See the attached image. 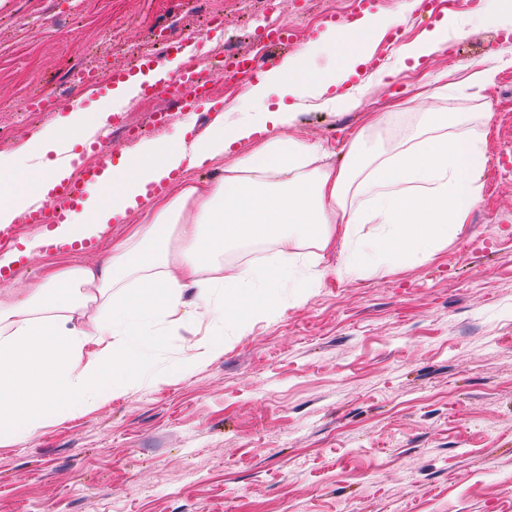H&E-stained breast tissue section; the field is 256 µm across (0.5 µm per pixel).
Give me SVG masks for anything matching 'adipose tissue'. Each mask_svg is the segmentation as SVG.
Here are the masks:
<instances>
[{
    "label": "adipose tissue",
    "instance_id": "1",
    "mask_svg": "<svg viewBox=\"0 0 512 512\" xmlns=\"http://www.w3.org/2000/svg\"><path fill=\"white\" fill-rule=\"evenodd\" d=\"M397 22L367 15L328 29L322 45L284 59L247 89L255 111L229 122L215 116L208 134L190 143L177 129L104 170L59 235L100 237L133 211L141 212L140 223L103 265L60 268L21 297L0 290V445L28 439L56 418L64 400L77 399L88 411L132 388L185 377L218 356L214 342L170 365L156 360L158 325L184 319L186 291H194L215 325L243 331L279 307L282 285L292 287L297 302L321 287V253L333 240L341 242L339 273L362 278L394 261L429 260L449 230L464 224L486 164L468 112L418 113L409 138L365 156L351 150L340 167L323 163L317 144L269 138L206 186L147 194L174 170L190 171L223 158L234 143L292 124L297 101L344 80ZM323 49L329 63L321 67L314 58ZM273 96L294 103L274 110ZM106 119L74 111L63 128L35 132L21 152L0 153V226L14 223L35 200H48L69 177V170L45 164L47 154ZM363 224L372 225L371 234L360 233ZM256 241L277 245L274 264L221 263L225 250ZM299 244L313 246L314 254L296 252ZM78 312L84 319L76 326Z\"/></svg>",
    "mask_w": 512,
    "mask_h": 512
}]
</instances>
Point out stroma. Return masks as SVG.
Listing matches in <instances>:
<instances>
[{
  "mask_svg": "<svg viewBox=\"0 0 512 512\" xmlns=\"http://www.w3.org/2000/svg\"><path fill=\"white\" fill-rule=\"evenodd\" d=\"M402 4L377 7L402 18L399 41L383 38L374 50L384 66L359 65L333 87L337 105L305 100L279 135L320 145L339 166L356 136L378 145L368 118L393 114L398 138L409 113H474L487 162L466 224L432 260L369 278L337 276L330 250L323 284L306 303L282 288L278 311L241 335L218 338L197 314L169 325L162 363L216 339L222 353L183 379L132 389L81 415L62 411L27 441L0 446V512H512V68L460 99L419 95L427 78L512 55V21L475 24L486 0ZM332 14L359 18L354 0H254L246 14L225 10L224 0H0V149H20L79 109L141 127L133 141L108 125L68 143L89 159L110 147L120 161L194 113L146 131L151 113L169 107L172 83L124 104L109 79L67 90L72 66L121 59L166 31L198 59L227 45L259 55L261 34L281 22L298 32L288 57L321 41ZM447 15L465 22L464 35L402 65L400 46ZM54 89L60 96L44 111H24ZM128 224L86 252L32 253L10 288L23 291L54 266L99 264Z\"/></svg>",
  "mask_w": 512,
  "mask_h": 512,
  "instance_id": "stroma-1",
  "label": "stroma"
}]
</instances>
